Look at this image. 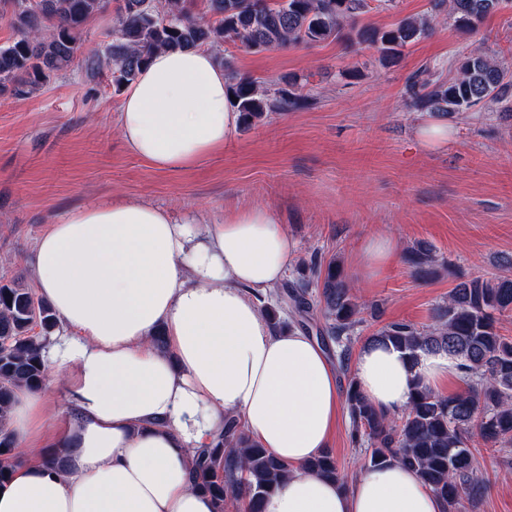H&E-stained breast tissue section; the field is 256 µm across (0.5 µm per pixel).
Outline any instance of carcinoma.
<instances>
[{
  "mask_svg": "<svg viewBox=\"0 0 512 512\" xmlns=\"http://www.w3.org/2000/svg\"><path fill=\"white\" fill-rule=\"evenodd\" d=\"M110 2L3 0L14 37L0 44V96L25 98L67 71L82 47L85 25ZM367 8L368 0H207L210 19L205 20L190 13L187 0H118L112 40L84 62L93 70L112 68L117 91L136 78L156 49H212L226 41L260 49L347 40L376 45L384 61L394 63L402 48L430 35L436 24L448 19L470 35L488 16L512 9V0H431L430 11L403 17L387 29L356 27ZM223 65L245 126L301 100L302 85L296 80L283 87L267 86L236 74L226 61ZM511 87L512 71L499 58L472 50L458 59L454 77H444L441 67H427L411 77L409 92L412 106L448 115L480 105H505ZM405 260L424 277L434 273L435 256L427 247L407 254ZM313 286L320 288L325 334L340 347L339 359L345 365L350 336L363 322L362 307L336 262L324 267L314 262L286 287L293 317L304 321L314 310L309 299ZM509 312L511 271L491 278H461L448 300L433 309L428 328L394 322L366 338L368 343L389 342L411 359L419 350L459 357L467 390L443 396L420 383L410 405L391 417L371 405L350 380L345 402L355 441L367 444L365 464L375 467L396 460L414 469L450 510L462 496L480 492L473 437L486 445L512 447V340L498 329L499 316ZM35 325L42 335H29ZM57 325L55 311L28 289L13 282L0 284V483L9 479L19 459L9 428L14 392L44 385V341ZM307 468L341 479L328 450L311 459ZM289 471L288 463L259 446L241 420L229 415L212 447L196 451L193 481L215 500L217 512L231 507L262 512L263 501Z\"/></svg>",
  "mask_w": 512,
  "mask_h": 512,
  "instance_id": "obj_1",
  "label": "carcinoma"
}]
</instances>
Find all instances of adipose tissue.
<instances>
[{"mask_svg":"<svg viewBox=\"0 0 512 512\" xmlns=\"http://www.w3.org/2000/svg\"><path fill=\"white\" fill-rule=\"evenodd\" d=\"M240 124L213 51L160 50L123 93L128 148L161 169L189 167ZM288 234L260 207L197 230L165 210L107 200L78 207L40 236L38 293L67 331L43 352L46 380L73 409L59 420L43 390L19 388L11 429L21 464L0 485V512H215L191 480L195 449L241 416L254 441L292 464L263 512H446L411 469L390 461L351 485L306 469L327 447L343 396L323 349L272 331L255 291L292 262ZM164 332L165 349L153 343ZM459 358L392 345L361 347L354 375L379 410L405 408L416 383L438 389ZM68 449L67 472L47 449Z\"/></svg>","mask_w":512,"mask_h":512,"instance_id":"obj_1","label":"adipose tissue"}]
</instances>
